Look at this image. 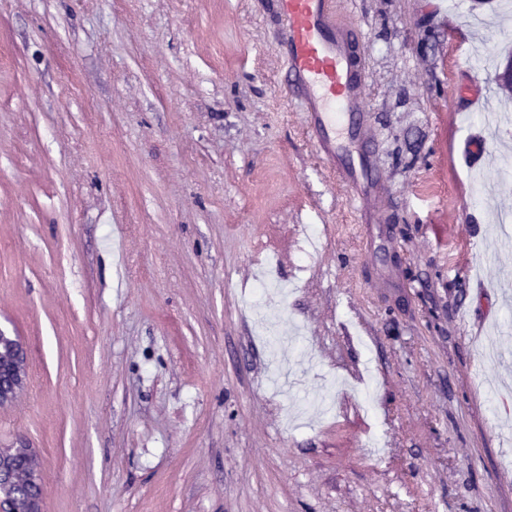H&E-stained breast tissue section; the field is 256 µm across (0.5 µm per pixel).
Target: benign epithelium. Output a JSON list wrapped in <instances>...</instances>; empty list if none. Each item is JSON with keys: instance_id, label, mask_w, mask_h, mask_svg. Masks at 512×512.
<instances>
[{"instance_id": "benign-epithelium-1", "label": "benign epithelium", "mask_w": 512, "mask_h": 512, "mask_svg": "<svg viewBox=\"0 0 512 512\" xmlns=\"http://www.w3.org/2000/svg\"><path fill=\"white\" fill-rule=\"evenodd\" d=\"M28 377L18 337L0 328V406L12 401ZM40 463L28 448H0V512H44Z\"/></svg>"}]
</instances>
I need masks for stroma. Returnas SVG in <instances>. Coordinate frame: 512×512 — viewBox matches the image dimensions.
Segmentation results:
<instances>
[{"label":"stroma","instance_id":"stroma-1","mask_svg":"<svg viewBox=\"0 0 512 512\" xmlns=\"http://www.w3.org/2000/svg\"><path fill=\"white\" fill-rule=\"evenodd\" d=\"M383 210L273 0H0V448L45 512H512V0H337ZM290 76L288 103L304 112L313 147L352 190L361 224H372L381 177L365 111L361 35L342 22L335 0H274ZM27 377L26 355L18 337L0 328V406L12 401Z\"/></svg>","mask_w":512,"mask_h":512}]
</instances>
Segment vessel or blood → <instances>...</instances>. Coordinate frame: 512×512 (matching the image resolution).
I'll return each mask as SVG.
<instances>
[{
    "mask_svg": "<svg viewBox=\"0 0 512 512\" xmlns=\"http://www.w3.org/2000/svg\"><path fill=\"white\" fill-rule=\"evenodd\" d=\"M290 76L288 102L303 112L313 147L352 191L359 223L378 207L381 177L365 110L362 40L335 0H274Z\"/></svg>",
    "mask_w": 512,
    "mask_h": 512,
    "instance_id": "obj_1",
    "label": "vessel or blood"
}]
</instances>
